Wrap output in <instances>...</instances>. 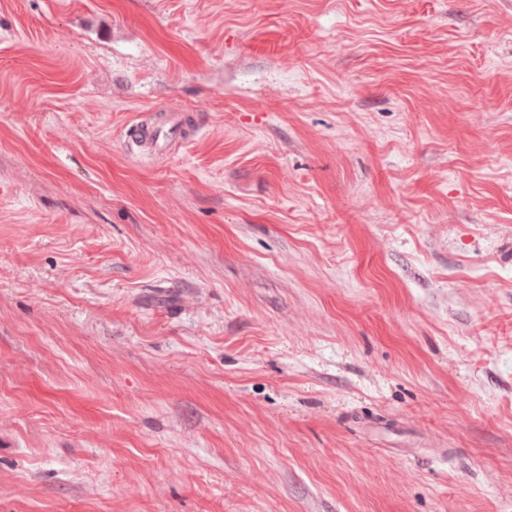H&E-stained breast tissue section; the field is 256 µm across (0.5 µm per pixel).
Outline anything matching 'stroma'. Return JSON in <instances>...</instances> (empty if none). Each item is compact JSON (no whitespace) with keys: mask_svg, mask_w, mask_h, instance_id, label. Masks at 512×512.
Wrapping results in <instances>:
<instances>
[{"mask_svg":"<svg viewBox=\"0 0 512 512\" xmlns=\"http://www.w3.org/2000/svg\"><path fill=\"white\" fill-rule=\"evenodd\" d=\"M0 512H512V0H0Z\"/></svg>","mask_w":512,"mask_h":512,"instance_id":"1","label":"stroma"}]
</instances>
